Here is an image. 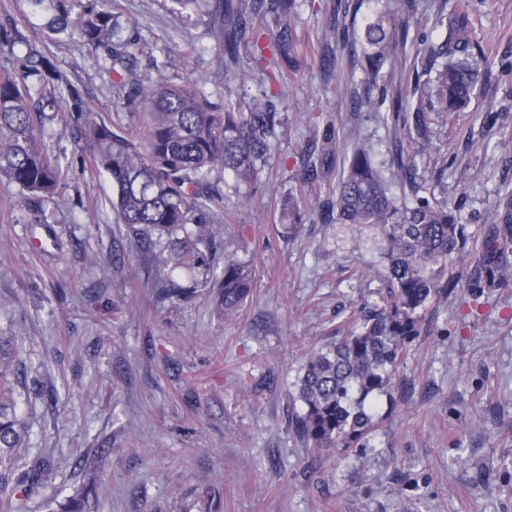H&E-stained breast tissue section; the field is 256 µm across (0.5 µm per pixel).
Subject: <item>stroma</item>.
<instances>
[{"mask_svg": "<svg viewBox=\"0 0 512 512\" xmlns=\"http://www.w3.org/2000/svg\"><path fill=\"white\" fill-rule=\"evenodd\" d=\"M417 5L422 24L410 29L407 58L441 44L438 19L459 7L475 61L492 71L464 111L431 113L426 137L403 130L418 182L459 208L470 252L512 184V0ZM108 8L139 40L141 74L161 65L178 82L206 72L211 102L263 101L269 81L242 86L216 74L221 49L205 23L163 0ZM4 10L28 40L45 42L63 78L60 107L72 86L91 112L129 123L103 59L65 37L46 42L25 0H0ZM376 14L375 0H295L288 14L296 61L277 76L285 94L273 103L270 160L246 223L224 238L256 270L233 319L216 314L205 285L189 300L156 302L166 269L117 224L109 180L82 172L65 122L54 124L50 147L71 171L42 219L0 178V336L17 351V413L30 433L17 454L46 465L26 512H61L80 492L86 512H512V286L474 308L461 292L423 312L366 440L316 449L294 429L307 355L387 294L366 231L319 214L356 145L386 154L390 101L367 110L337 98V80L359 85L365 75L324 38L338 24L363 36ZM311 137L325 151L310 164L327 175L304 187L302 221L291 227L282 205L300 188L299 151Z\"/></svg>", "mask_w": 512, "mask_h": 512, "instance_id": "obj_1", "label": "stroma"}]
</instances>
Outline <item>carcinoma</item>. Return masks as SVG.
Returning a JSON list of instances; mask_svg holds the SVG:
<instances>
[{
    "label": "carcinoma",
    "instance_id": "carcinoma-1",
    "mask_svg": "<svg viewBox=\"0 0 512 512\" xmlns=\"http://www.w3.org/2000/svg\"><path fill=\"white\" fill-rule=\"evenodd\" d=\"M33 15L44 19L48 36L77 38L89 51H103L117 72L119 90L134 115L132 124L118 132L112 123L89 112L78 90L68 89L69 110L62 113L74 142L84 152L83 170L105 175L112 183L111 201L117 222L141 240L153 260L171 275L161 279L155 301L187 299L200 284L216 288L215 303L224 316L239 311L250 295L252 264L224 254L217 270L216 256L223 249L228 225L208 203L224 202L212 185L214 172L233 174L238 195L237 223L245 221L258 166L270 158L268 136L277 113L271 103L250 112L231 99L210 102L199 81L175 83L163 69L145 78L137 68L139 41L122 35L112 13L97 8L95 0H26ZM292 0H168L170 9L186 18L206 21L224 48L220 73L245 83L253 71L244 66L239 50L256 47L292 61V43L280 31L258 46V23L273 21L284 28ZM380 11L365 29L361 43L342 42L365 73L363 89L342 87V95L359 107H370L372 91L394 70L397 50L406 46L413 0L396 8L392 0H378ZM444 43L421 53L422 72L408 97L392 98L395 118L415 114L416 130H426L428 110L460 112L491 71L470 60L472 36L466 14L455 12L447 21ZM23 45L21 67L0 68V176L17 186L33 214H42L55 200L69 176V165L48 147L46 108L54 107L60 78L42 47L20 33L10 14L0 19V47L14 52ZM398 183L401 195L390 190ZM414 155L402 137L393 135L386 159L377 162L371 149L357 147L336 185V196L322 205L324 219L338 224H364L385 261L380 274L387 282L383 305L366 313L357 327L327 349L313 351L297 380L303 413L296 433L314 448H348L366 437L373 427L370 408L359 398L387 391L404 360L407 345L418 334L422 312L452 294L456 281L448 266L459 256L464 236L457 211L446 201L420 195ZM512 283V188L498 192L490 227L479 249L469 257L464 288L473 298ZM15 352L0 339V503L10 512L6 471L14 464V449L29 440V432L16 413L14 390L8 381Z\"/></svg>",
    "mask_w": 512,
    "mask_h": 512
}]
</instances>
